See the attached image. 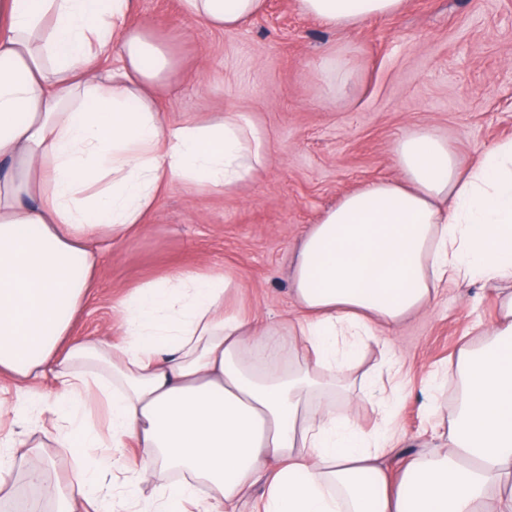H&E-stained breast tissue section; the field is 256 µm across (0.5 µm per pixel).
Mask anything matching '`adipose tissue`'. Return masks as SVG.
Returning a JSON list of instances; mask_svg holds the SVG:
<instances>
[{"label": "adipose tissue", "instance_id": "ef3b65f1", "mask_svg": "<svg viewBox=\"0 0 512 512\" xmlns=\"http://www.w3.org/2000/svg\"><path fill=\"white\" fill-rule=\"evenodd\" d=\"M264 0H181L229 29ZM134 0H0V378L53 370L77 396L53 410L62 448L144 449L137 477L103 495L83 466L56 499L79 512H235L265 480L263 512H512V293L480 348L448 367L460 410L437 447L397 474L379 458L397 436L396 392L362 390L384 411L373 429L332 409L379 331L424 311L451 281L512 283V140L461 168L425 129L395 147L398 178L345 194L297 248L301 320L263 321L229 304L241 282L174 270L112 306L121 340L75 342L102 256L176 185L232 192L266 162L240 112L169 120L155 93L171 51L132 22ZM329 25L399 12L404 0H298ZM106 408L107 425L87 419Z\"/></svg>", "mask_w": 512, "mask_h": 512}]
</instances>
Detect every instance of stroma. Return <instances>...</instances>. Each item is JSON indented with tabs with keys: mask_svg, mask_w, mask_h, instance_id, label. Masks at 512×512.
Returning <instances> with one entry per match:
<instances>
[{
	"mask_svg": "<svg viewBox=\"0 0 512 512\" xmlns=\"http://www.w3.org/2000/svg\"><path fill=\"white\" fill-rule=\"evenodd\" d=\"M136 3L137 21L180 63L160 92L163 111L178 120L246 113L265 135L268 161L231 193L180 185L165 194L144 230L105 256L76 340H114L113 298L175 268L238 276L237 306L263 320L295 317L292 264L307 227L342 195L397 178L400 138L427 129L465 166L512 139V0H405L401 12L347 30L302 14L296 0H266L259 15L223 32L187 19L179 0ZM335 54L352 73L347 84L318 67ZM498 312L496 293L452 283L392 330L403 357L395 411L402 439L381 458L386 471L425 453L432 425L453 420L437 372L462 343L479 346V325ZM0 398L32 401L21 418L0 417V438L10 432L37 446L43 462L41 483H31L26 448L9 449L5 512H57L46 487L89 457L134 478L140 451L58 446L59 429L44 412L71 394L53 371L32 385L1 383Z\"/></svg>",
	"mask_w": 512,
	"mask_h": 512,
	"instance_id": "35a3bbf8",
	"label": "stroma"
}]
</instances>
